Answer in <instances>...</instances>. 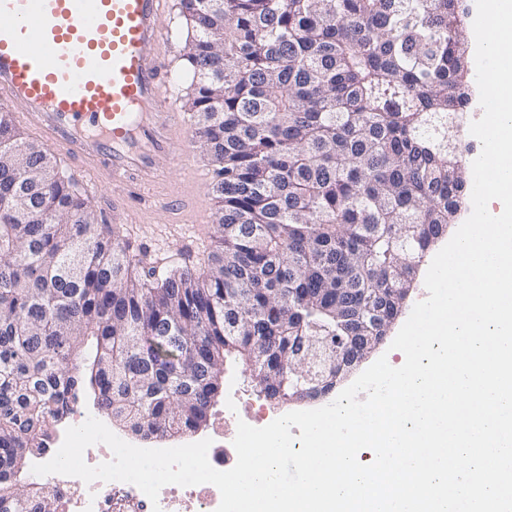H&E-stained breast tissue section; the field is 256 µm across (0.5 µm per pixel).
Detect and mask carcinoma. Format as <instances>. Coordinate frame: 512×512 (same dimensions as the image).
<instances>
[{
	"label": "carcinoma",
	"instance_id": "1",
	"mask_svg": "<svg viewBox=\"0 0 512 512\" xmlns=\"http://www.w3.org/2000/svg\"><path fill=\"white\" fill-rule=\"evenodd\" d=\"M194 137L215 165L207 269L159 275L0 108V512L77 386L145 440L196 431L241 362L293 394L290 338L381 336L467 201L455 0H181Z\"/></svg>",
	"mask_w": 512,
	"mask_h": 512
}]
</instances>
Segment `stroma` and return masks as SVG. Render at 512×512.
Here are the masks:
<instances>
[{
	"label": "stroma",
	"mask_w": 512,
	"mask_h": 512,
	"mask_svg": "<svg viewBox=\"0 0 512 512\" xmlns=\"http://www.w3.org/2000/svg\"><path fill=\"white\" fill-rule=\"evenodd\" d=\"M174 7L169 26V36L161 48L166 57L163 72L165 87L175 91L178 97H185L190 84L189 77L183 73V56L188 50L191 40L189 27L185 18L177 9L179 0H170ZM190 158L188 162H176L166 166L165 173L159 184L152 188L130 185L126 194L114 193L107 175L92 179L85 172L73 165H65L64 171L72 176L80 193L86 197L97 210L103 211L110 223L120 224L121 233L126 242L143 248L149 261L155 262L157 268L168 271L185 262L182 252L185 246H192V263L195 269H203L208 256L215 251V236L199 240L194 236L191 225L180 222L161 223L154 206L159 196H173L188 191L193 194L202 206V217L205 224H212L215 203L209 193L208 180L195 179L194 168H209L210 163L193 142L192 130H185L181 136ZM329 397L315 400L277 404L261 396L245 365L232 364L225 370V390L220 402L213 408L207 422L199 430L197 437L203 438L212 433L224 420L227 408H234L238 419L244 420L255 411H263L268 417H280L296 410L315 409L329 404Z\"/></svg>",
	"instance_id": "1"
}]
</instances>
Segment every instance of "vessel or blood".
Returning a JSON list of instances; mask_svg holds the SVG:
<instances>
[{"label":"vessel or blood","instance_id":"1","mask_svg":"<svg viewBox=\"0 0 512 512\" xmlns=\"http://www.w3.org/2000/svg\"><path fill=\"white\" fill-rule=\"evenodd\" d=\"M166 0H0V105L70 161L154 185L186 120L161 81Z\"/></svg>","mask_w":512,"mask_h":512}]
</instances>
